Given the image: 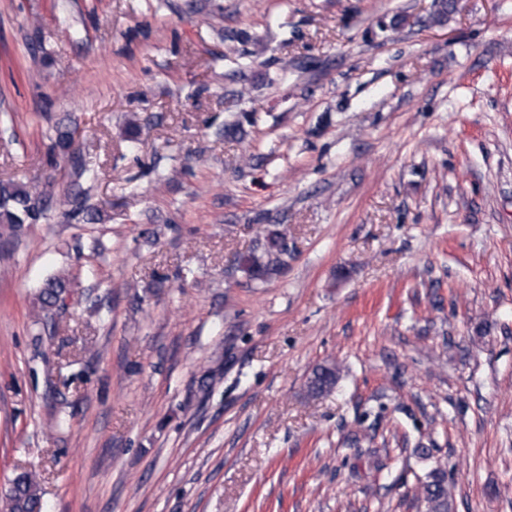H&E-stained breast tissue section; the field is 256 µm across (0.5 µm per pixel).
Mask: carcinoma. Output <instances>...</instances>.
<instances>
[{"label":"carcinoma","instance_id":"carcinoma-1","mask_svg":"<svg viewBox=\"0 0 512 512\" xmlns=\"http://www.w3.org/2000/svg\"><path fill=\"white\" fill-rule=\"evenodd\" d=\"M74 129L69 126L55 127L51 151L66 154L73 145ZM76 197L69 190L59 200L53 202L41 194L13 182H0V233L8 236L18 235L27 224H36L46 215L49 207L56 203L62 207L75 203ZM271 259L266 263L252 259L250 272L253 278L261 279L285 264L288 256V244L284 236L274 234L269 237L266 249ZM67 294L66 279L62 276L51 277L37 294L40 311L48 318L64 308ZM338 370L334 364L316 367L306 383L307 392L321 395L330 392L336 386ZM421 502L425 512H451L448 501V488L445 471L436 467L427 476L422 486ZM4 512H41L42 502L39 483L35 475L29 472L18 474L10 483L3 496Z\"/></svg>","mask_w":512,"mask_h":512}]
</instances>
